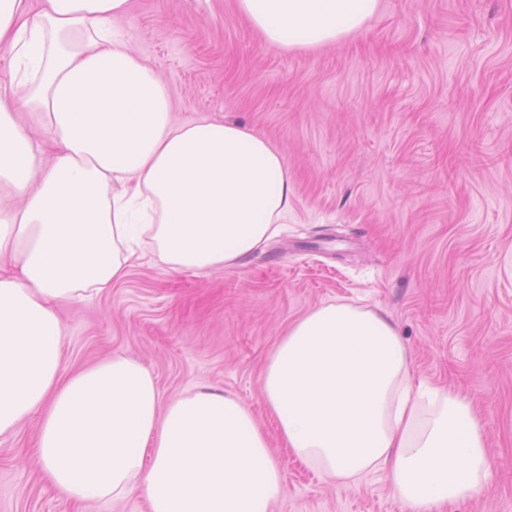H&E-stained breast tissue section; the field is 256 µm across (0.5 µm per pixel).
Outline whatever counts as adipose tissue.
<instances>
[{
    "label": "adipose tissue",
    "mask_w": 512,
    "mask_h": 512,
    "mask_svg": "<svg viewBox=\"0 0 512 512\" xmlns=\"http://www.w3.org/2000/svg\"><path fill=\"white\" fill-rule=\"evenodd\" d=\"M379 0H238L270 43H333ZM129 0H0V436L39 417L37 464L64 496L143 494L150 512H271L283 476L233 395L166 401L138 361L69 374L54 307L123 280L142 245L170 271L230 268L278 234L292 182L238 121L175 122L170 94L115 26ZM25 95L26 121L13 111ZM397 328L328 303L296 320L262 375L280 436L342 485L383 473L406 512H451L487 488L484 428L458 393L410 380Z\"/></svg>",
    "instance_id": "ef3b65f1"
}]
</instances>
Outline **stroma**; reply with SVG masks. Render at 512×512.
Returning a JSON list of instances; mask_svg holds the SVG:
<instances>
[{"label": "stroma", "instance_id": "35a3bbf8", "mask_svg": "<svg viewBox=\"0 0 512 512\" xmlns=\"http://www.w3.org/2000/svg\"><path fill=\"white\" fill-rule=\"evenodd\" d=\"M118 26L167 87L173 118L243 122L284 156L283 232L230 269L136 261L65 303L64 367L124 355L164 398L236 396L269 438L284 489L271 512H402L382 474L325 482L279 437L261 373L291 323L330 302L384 314L413 382L477 407L492 469L454 512H512V0H379L321 47L268 42L237 0H130ZM36 417L0 437V512H150L64 498L33 461Z\"/></svg>", "mask_w": 512, "mask_h": 512}]
</instances>
